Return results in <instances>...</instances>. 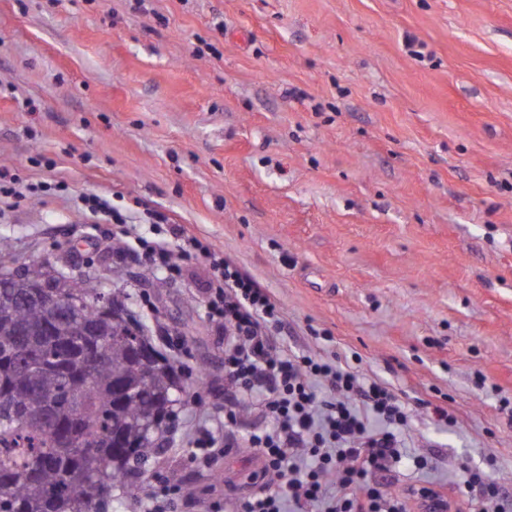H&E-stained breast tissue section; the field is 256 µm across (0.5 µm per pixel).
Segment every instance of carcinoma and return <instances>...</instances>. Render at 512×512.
Returning a JSON list of instances; mask_svg holds the SVG:
<instances>
[{
  "instance_id": "carcinoma-1",
  "label": "carcinoma",
  "mask_w": 512,
  "mask_h": 512,
  "mask_svg": "<svg viewBox=\"0 0 512 512\" xmlns=\"http://www.w3.org/2000/svg\"><path fill=\"white\" fill-rule=\"evenodd\" d=\"M0 274V512H102L112 493H138L140 463L160 450L153 424L188 403L181 374L161 351L133 354L117 332L144 329L103 313L94 278L63 279L45 259ZM149 393L120 405L112 379Z\"/></svg>"
}]
</instances>
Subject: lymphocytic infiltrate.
<instances>
[{
	"label": "lymphocytic infiltrate",
	"instance_id": "1",
	"mask_svg": "<svg viewBox=\"0 0 512 512\" xmlns=\"http://www.w3.org/2000/svg\"><path fill=\"white\" fill-rule=\"evenodd\" d=\"M184 257L204 255L211 269L209 308L229 335L224 375L230 391L224 422L248 400L269 423L249 435L261 477L279 490L214 503L212 512H405L377 476L406 457L409 413L384 382L338 359L289 350L282 311L267 288L211 245L186 238Z\"/></svg>",
	"mask_w": 512,
	"mask_h": 512
}]
</instances>
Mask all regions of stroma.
Instances as JSON below:
<instances>
[{"mask_svg": "<svg viewBox=\"0 0 512 512\" xmlns=\"http://www.w3.org/2000/svg\"><path fill=\"white\" fill-rule=\"evenodd\" d=\"M423 46L412 56L407 40ZM59 194L0 206L17 262L109 271L191 394L147 482L191 486L181 512L275 489L249 431L211 465L187 437L224 419V329L203 257L168 278L137 248L144 210L270 289L281 339L353 360L411 413L387 476L409 512L427 486L456 512L480 468L512 494V0H0V169ZM126 208L130 235L77 207ZM456 422L436 423L429 405Z\"/></svg>", "mask_w": 512, "mask_h": 512, "instance_id": "1", "label": "stroma"}]
</instances>
